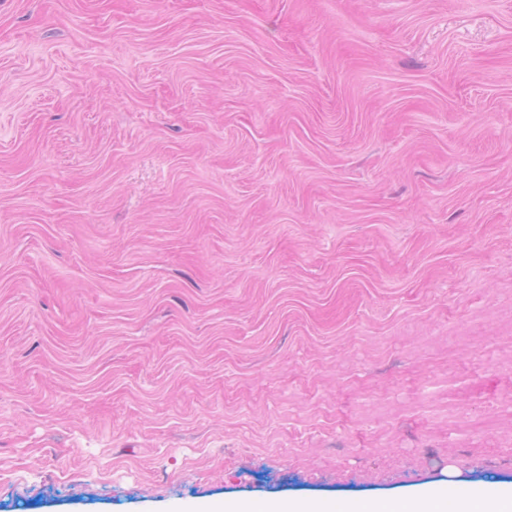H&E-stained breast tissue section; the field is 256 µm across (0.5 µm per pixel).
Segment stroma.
I'll list each match as a JSON object with an SVG mask.
<instances>
[{"instance_id": "1", "label": "stroma", "mask_w": 512, "mask_h": 512, "mask_svg": "<svg viewBox=\"0 0 512 512\" xmlns=\"http://www.w3.org/2000/svg\"><path fill=\"white\" fill-rule=\"evenodd\" d=\"M512 484V0H0V512Z\"/></svg>"}]
</instances>
